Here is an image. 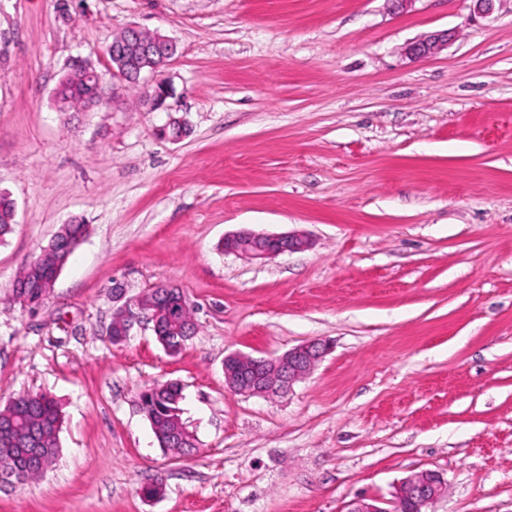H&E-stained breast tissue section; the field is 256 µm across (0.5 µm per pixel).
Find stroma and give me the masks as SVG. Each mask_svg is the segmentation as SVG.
<instances>
[{
    "label": "stroma",
    "mask_w": 512,
    "mask_h": 512,
    "mask_svg": "<svg viewBox=\"0 0 512 512\" xmlns=\"http://www.w3.org/2000/svg\"><path fill=\"white\" fill-rule=\"evenodd\" d=\"M173 38L169 111L112 77L113 36ZM452 38L432 56L407 47ZM114 106L58 111L72 60ZM191 133L160 137L168 115ZM0 407L63 411L59 453L0 512H346L439 472L432 512H512V0H0ZM87 224L36 310L19 270ZM301 231L263 262L225 235ZM180 288L198 328L175 356L124 300ZM330 351L288 394H235L224 357ZM183 389L192 449L161 448L139 396ZM163 493L145 498L147 483ZM450 37L448 31L430 33L414 43L409 48V53L416 58L427 57L448 44ZM16 206L11 195L0 191V242L12 232L15 222Z\"/></svg>",
    "instance_id": "1"
}]
</instances>
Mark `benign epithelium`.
Wrapping results in <instances>:
<instances>
[{
  "instance_id": "benign-epithelium-1",
  "label": "benign epithelium",
  "mask_w": 512,
  "mask_h": 512,
  "mask_svg": "<svg viewBox=\"0 0 512 512\" xmlns=\"http://www.w3.org/2000/svg\"><path fill=\"white\" fill-rule=\"evenodd\" d=\"M450 33H430L409 48L416 58L433 54L448 44ZM177 51L176 43L161 34L149 33L137 26L128 28V38L117 51H112V59L117 66L112 68V77L125 83L131 78H143L147 74H158L168 65ZM75 68L92 81L95 86L94 105L105 103L102 76L97 69L85 60L76 63ZM173 96L170 82L157 79L152 92L147 96L150 109H168L166 101ZM185 123L173 115L160 128L162 136L171 140L183 137ZM80 241L61 238L55 234L41 253L55 254L57 263H65L68 255ZM310 246L309 238L300 232L264 234L243 230L224 236V252L244 256L250 260H265L277 255L304 250ZM177 291L172 285H160L152 289L154 296L126 302L113 316V321L122 322L121 331L113 342L126 339L136 324H156L158 306L169 323H185L183 332H188L192 322L184 321L186 300L184 295H173ZM328 344L323 340L308 341L289 349L284 354L270 359H258L251 365L252 373L240 372L236 366L237 354L224 357V384L233 392L244 396L277 397L292 390L293 386L308 375L328 354ZM445 491L443 478L431 471L413 472L400 482L390 500L374 497H356L347 504L346 512H406L407 506L415 512H428Z\"/></svg>"
}]
</instances>
